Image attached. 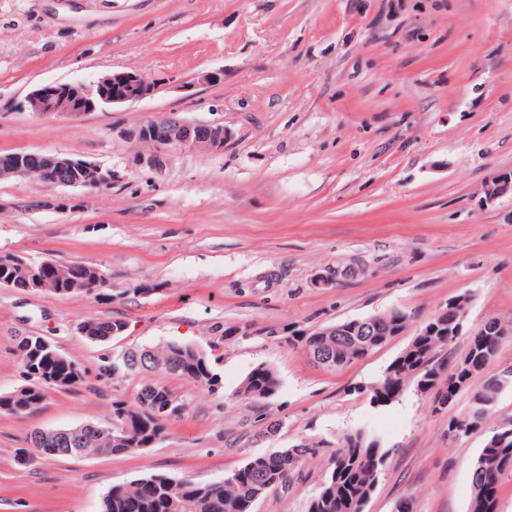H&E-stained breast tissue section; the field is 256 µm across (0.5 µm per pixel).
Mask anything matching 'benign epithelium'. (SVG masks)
Returning <instances> with one entry per match:
<instances>
[{
    "mask_svg": "<svg viewBox=\"0 0 512 512\" xmlns=\"http://www.w3.org/2000/svg\"><path fill=\"white\" fill-rule=\"evenodd\" d=\"M156 82L143 72H116L90 83L56 82L32 90L20 103V107H34L38 115L63 114L81 117L100 108L138 102L152 95ZM127 140L139 143L147 141L153 146V153L137 157V162L148 166L161 163L163 154L177 149L218 150L224 148V125L221 123H198L167 117L148 119L134 127L121 131ZM71 167L78 171L77 179L70 182L72 187L90 191L112 185V169L87 159H73L67 156L46 155L35 152L19 153L10 158L6 168L0 169V177L24 179L32 171L45 175L56 168ZM54 266L45 260L39 265L23 264L28 285L26 290L46 291L49 280L44 271ZM364 271L359 262H351L340 269H326L313 279L317 288H330L345 276L355 277Z\"/></svg>",
    "mask_w": 512,
    "mask_h": 512,
    "instance_id": "obj_1",
    "label": "benign epithelium"
}]
</instances>
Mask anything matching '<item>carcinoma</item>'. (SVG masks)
I'll use <instances>...</instances> for the list:
<instances>
[{
	"label": "carcinoma",
	"mask_w": 512,
	"mask_h": 512,
	"mask_svg": "<svg viewBox=\"0 0 512 512\" xmlns=\"http://www.w3.org/2000/svg\"><path fill=\"white\" fill-rule=\"evenodd\" d=\"M51 277L57 289L65 291L81 278L94 299L106 301L110 295V290L94 286L92 266L83 262L59 263ZM459 303L455 308L439 307L416 329L402 354L376 381L359 388V393L367 395L375 406H386L388 401L382 392L389 388L405 391L412 386L421 393L434 395L433 411L437 412L448 405V397L467 389V405L448 421V425H456L464 439L472 427L495 411L504 393L512 392V366L477 378L486 362L497 356L507 334V329L495 319L481 324L470 336L467 354L461 362L449 363L448 350L458 338L455 326L459 317L468 312L470 299L461 295ZM411 321L406 311L393 308L315 331L303 339V348L307 352L320 347L331 349L333 361L321 367L338 371L402 335ZM85 327L88 341L104 343L119 337L125 323L91 318L85 321ZM18 362L22 373L33 379L19 390L0 393V412L10 415L34 414L43 407L48 389L72 388L86 379V371L52 345L44 347L22 340L18 345ZM108 370H152L209 386L216 382L207 355L192 344L176 341L153 350L150 362L128 363L117 357ZM277 387L275 372L268 366H259L252 371V378L242 383L238 396L249 401L264 400L273 396ZM183 410L184 405L165 384H149L141 389L137 406L115 403L112 432L92 442L86 453L123 455L153 448L166 439L169 422ZM26 444L16 455L21 465L29 463L35 451L48 456H77L75 452L69 453L73 445L62 441L40 444L29 435ZM316 452V446L303 443L276 450L274 455L280 459L276 470L265 466L266 455H254L243 464L253 474L248 482H237L232 475L203 483L160 474L141 476L110 487L102 497L99 512H252L254 505L270 492L288 486L302 460ZM389 452L378 434L357 430L343 435L330 457L325 481L310 499L308 512H364L377 490ZM508 474L512 475V419L491 428L474 462L470 512H497L498 492Z\"/></svg>",
	"instance_id": "obj_1"
}]
</instances>
